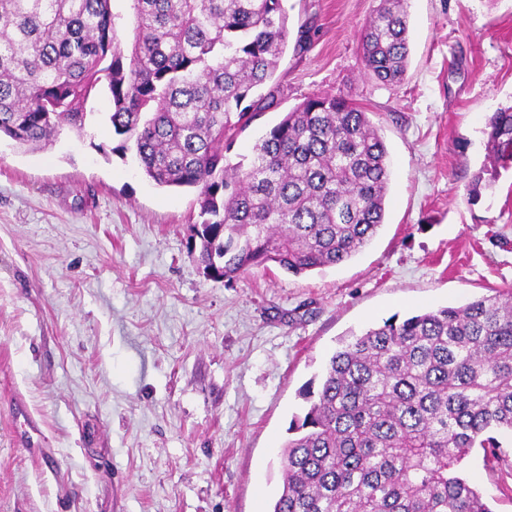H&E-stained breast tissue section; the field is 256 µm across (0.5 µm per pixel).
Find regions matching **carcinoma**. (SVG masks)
<instances>
[{
  "instance_id": "1",
  "label": "carcinoma",
  "mask_w": 512,
  "mask_h": 512,
  "mask_svg": "<svg viewBox=\"0 0 512 512\" xmlns=\"http://www.w3.org/2000/svg\"><path fill=\"white\" fill-rule=\"evenodd\" d=\"M0 0V136L42 147L80 132L106 87L112 134L134 137L143 174L197 193L193 258L214 279L274 263L294 275L340 265L384 224L386 144L342 94L286 112L231 164L224 143L277 106L288 44L283 0ZM408 0H380L361 37L364 69L403 81ZM491 170L512 167V106L487 117ZM271 512H493L461 465L498 458L512 432V296L394 315L341 341L300 392Z\"/></svg>"
}]
</instances>
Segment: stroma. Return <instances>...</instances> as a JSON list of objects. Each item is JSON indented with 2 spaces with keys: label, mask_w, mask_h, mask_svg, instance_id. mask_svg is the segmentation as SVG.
Wrapping results in <instances>:
<instances>
[{
  "label": "stroma",
  "mask_w": 512,
  "mask_h": 512,
  "mask_svg": "<svg viewBox=\"0 0 512 512\" xmlns=\"http://www.w3.org/2000/svg\"><path fill=\"white\" fill-rule=\"evenodd\" d=\"M380 0H286L279 107L240 132L237 163L306 97L367 112L392 166L385 223L351 260L233 280L194 261L196 195L161 188L104 115L43 150L0 139V512H270L302 387L345 336L388 317L512 292V169L479 201L487 117L512 105V0H409L403 83L361 64ZM22 401L35 429L22 446ZM463 472L512 512V434Z\"/></svg>",
  "instance_id": "35a3bbf8"
}]
</instances>
